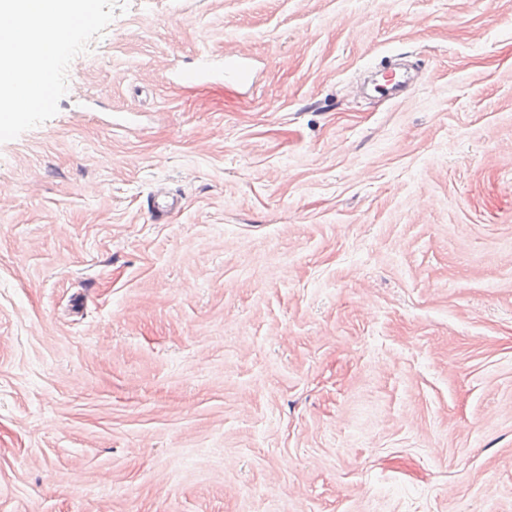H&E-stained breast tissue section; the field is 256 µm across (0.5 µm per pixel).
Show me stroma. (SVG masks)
Segmentation results:
<instances>
[{"label": "stroma", "mask_w": 512, "mask_h": 512, "mask_svg": "<svg viewBox=\"0 0 512 512\" xmlns=\"http://www.w3.org/2000/svg\"><path fill=\"white\" fill-rule=\"evenodd\" d=\"M0 512H512V0H127L0 144Z\"/></svg>", "instance_id": "1"}]
</instances>
